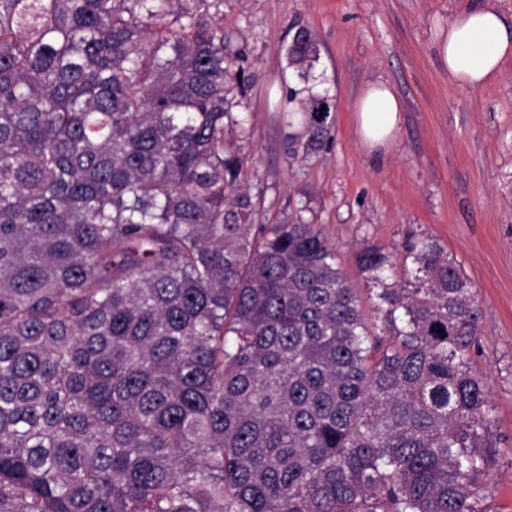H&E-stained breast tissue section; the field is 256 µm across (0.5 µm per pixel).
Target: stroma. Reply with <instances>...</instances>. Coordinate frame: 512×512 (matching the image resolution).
<instances>
[{
	"instance_id": "1",
	"label": "stroma",
	"mask_w": 512,
	"mask_h": 512,
	"mask_svg": "<svg viewBox=\"0 0 512 512\" xmlns=\"http://www.w3.org/2000/svg\"><path fill=\"white\" fill-rule=\"evenodd\" d=\"M480 5L512 27V0H224L250 76V137L242 151L268 218H305L333 243L367 318L376 301L359 272L360 248L398 253L414 230L461 262L477 290L480 346L470 353L490 386L498 458L482 480L485 505L512 512V59L477 89L453 86L437 59L448 24ZM319 45L315 74L336 101L325 149L289 165L285 47L298 29ZM384 82L402 101L398 130L369 149L355 103Z\"/></svg>"
}]
</instances>
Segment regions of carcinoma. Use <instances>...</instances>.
Returning <instances> with one entry per match:
<instances>
[{
  "instance_id": "obj_1",
  "label": "carcinoma",
  "mask_w": 512,
  "mask_h": 512,
  "mask_svg": "<svg viewBox=\"0 0 512 512\" xmlns=\"http://www.w3.org/2000/svg\"><path fill=\"white\" fill-rule=\"evenodd\" d=\"M223 0H0V512H482L477 293L431 236L376 287L259 222ZM317 154L334 99L285 50Z\"/></svg>"
}]
</instances>
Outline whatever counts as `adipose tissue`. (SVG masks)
Listing matches in <instances>:
<instances>
[{
  "instance_id": "1",
  "label": "adipose tissue",
  "mask_w": 512,
  "mask_h": 512,
  "mask_svg": "<svg viewBox=\"0 0 512 512\" xmlns=\"http://www.w3.org/2000/svg\"><path fill=\"white\" fill-rule=\"evenodd\" d=\"M448 69L451 84L481 87L499 75L505 61L512 58V30L501 15L489 6H478L459 13L448 25V38L438 47ZM357 131L369 148L385 146L398 129L401 103L386 84L369 85L359 96Z\"/></svg>"
}]
</instances>
